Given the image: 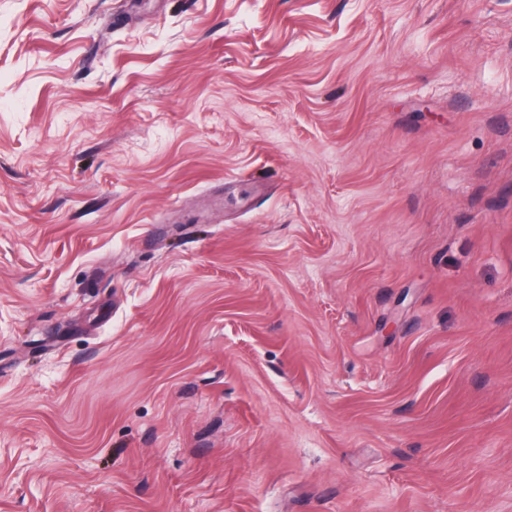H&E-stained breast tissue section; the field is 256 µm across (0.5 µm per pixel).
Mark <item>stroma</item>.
<instances>
[{"mask_svg":"<svg viewBox=\"0 0 512 512\" xmlns=\"http://www.w3.org/2000/svg\"><path fill=\"white\" fill-rule=\"evenodd\" d=\"M0 512H512V0H0Z\"/></svg>","mask_w":512,"mask_h":512,"instance_id":"stroma-1","label":"stroma"}]
</instances>
